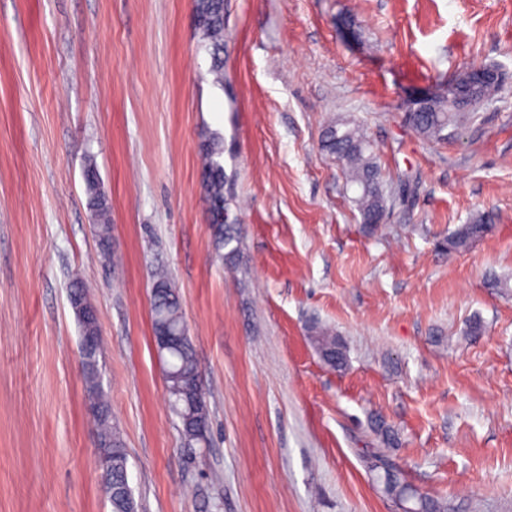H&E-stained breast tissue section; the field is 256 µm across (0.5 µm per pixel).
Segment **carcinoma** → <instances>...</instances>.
Returning <instances> with one entry per match:
<instances>
[{
	"label": "carcinoma",
	"mask_w": 512,
	"mask_h": 512,
	"mask_svg": "<svg viewBox=\"0 0 512 512\" xmlns=\"http://www.w3.org/2000/svg\"><path fill=\"white\" fill-rule=\"evenodd\" d=\"M206 22L199 32L200 47L211 59L209 73L212 84L224 89V0H195ZM466 112L448 111L439 97H432L418 111L407 112L405 123L418 136L427 140L442 138L449 126L463 118ZM323 150L335 156L342 164L347 186L357 188L353 198L369 230L377 227V218L385 210V184L381 178L379 158L363 129L346 119L338 118L323 130ZM201 156V183L208 204L209 223L218 256L230 268L239 265L242 258V240L239 225L224 219L229 211V195L225 189L224 167L220 158L224 154V138L218 133L205 135L199 144ZM84 179L91 195L94 224L100 244H112L110 207L106 192L96 169L88 166ZM494 216L489 212L473 216L466 224L458 226L439 242V248L450 254L467 249L473 242L487 235L493 228ZM151 318L153 336L162 332L176 335L183 320V306L179 292L162 266L152 273ZM84 338L96 339L92 355L85 361L84 383L89 410L97 427L100 447L110 451V466L106 477L119 488L110 502L112 512H131L136 506L128 479V456L123 438L112 423V411L104 398L100 385L99 358L103 355L100 324L97 311L91 306L84 309L78 321ZM308 335L322 361L331 369L343 371L347 367V347L343 339L330 327L317 321L307 327ZM163 361L169 396L179 397L175 411L182 424V432L194 434L195 424L208 420L204 380L198 367L191 338L181 337L165 349ZM443 500L420 494L415 497L412 512H448Z\"/></svg>",
	"instance_id": "1"
}]
</instances>
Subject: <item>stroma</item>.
<instances>
[{
  "label": "stroma",
  "mask_w": 512,
  "mask_h": 512,
  "mask_svg": "<svg viewBox=\"0 0 512 512\" xmlns=\"http://www.w3.org/2000/svg\"><path fill=\"white\" fill-rule=\"evenodd\" d=\"M192 0H0V512H110L69 300L97 308L102 387L138 512H404L367 452L453 512H512V0H224V86ZM505 81L443 139L404 122L467 68ZM344 118L389 200L366 232L321 148ZM224 138L242 260L215 251L199 142ZM111 204L102 250L84 170ZM491 233L448 256L471 216ZM178 289L209 389L185 440L153 340ZM480 316L482 336L465 335ZM345 340L325 366L306 328ZM150 301L154 340L164 331L178 336L176 330L184 319L182 301L163 266L157 267L152 273Z\"/></svg>",
  "instance_id": "obj_1"
}]
</instances>
